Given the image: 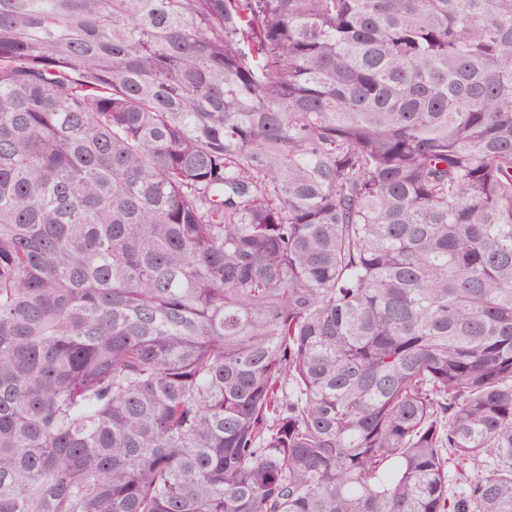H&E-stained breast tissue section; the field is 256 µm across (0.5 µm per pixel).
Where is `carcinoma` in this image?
Returning a JSON list of instances; mask_svg holds the SVG:
<instances>
[{
    "mask_svg": "<svg viewBox=\"0 0 512 512\" xmlns=\"http://www.w3.org/2000/svg\"><path fill=\"white\" fill-rule=\"evenodd\" d=\"M0 512H512V0H0Z\"/></svg>",
    "mask_w": 512,
    "mask_h": 512,
    "instance_id": "cac0c4a2",
    "label": "carcinoma"
}]
</instances>
